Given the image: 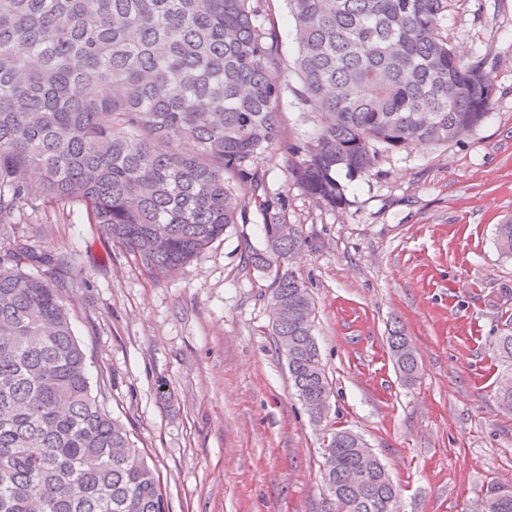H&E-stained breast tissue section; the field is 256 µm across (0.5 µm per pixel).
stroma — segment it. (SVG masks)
Wrapping results in <instances>:
<instances>
[{"instance_id": "stroma-1", "label": "stroma", "mask_w": 512, "mask_h": 512, "mask_svg": "<svg viewBox=\"0 0 512 512\" xmlns=\"http://www.w3.org/2000/svg\"><path fill=\"white\" fill-rule=\"evenodd\" d=\"M286 64L295 24L266 0ZM441 33L485 59L495 104L461 140L392 153L346 183L330 208L292 185L283 152L260 166L306 243L290 262L316 302L315 338L332 384L329 420L358 433L397 486L401 512H474L512 490V412L497 382L496 336L512 328V0H449ZM228 229L174 276L151 278L75 204L36 201L0 224L64 258L62 290L94 395L147 454L167 512H336L322 482L323 432L288 381L272 334L273 274L262 218ZM400 328L420 366L405 380L387 336Z\"/></svg>"}]
</instances>
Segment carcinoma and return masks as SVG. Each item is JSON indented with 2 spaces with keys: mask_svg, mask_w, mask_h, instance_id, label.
I'll use <instances>...</instances> for the list:
<instances>
[{
  "mask_svg": "<svg viewBox=\"0 0 512 512\" xmlns=\"http://www.w3.org/2000/svg\"><path fill=\"white\" fill-rule=\"evenodd\" d=\"M265 0H0V224L38 199L81 205L112 244L166 278L200 257L249 205L264 244L248 262L274 271L270 307L287 339L288 378L326 426L331 387L313 336L315 303L288 269L305 244L284 237L258 157L288 152L294 185L331 208L348 179L385 153L458 141L492 109L483 60L441 36L448 0H286L296 29L293 89L314 129L281 138L288 73L267 40ZM496 245L512 257V224ZM35 265V276L26 266ZM66 264L17 241L0 255V512H165L159 478L93 396L60 293ZM388 346L403 377L419 365L402 331ZM498 395L512 412V330ZM322 473L336 512H400L384 465L362 438L329 433ZM512 512V492L486 498Z\"/></svg>",
  "mask_w": 512,
  "mask_h": 512,
  "instance_id": "obj_1",
  "label": "carcinoma"
}]
</instances>
